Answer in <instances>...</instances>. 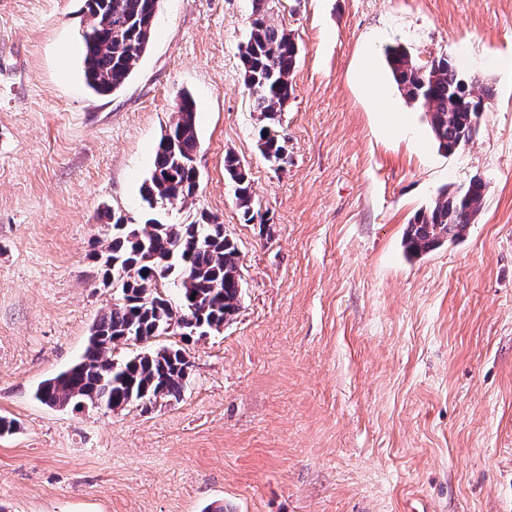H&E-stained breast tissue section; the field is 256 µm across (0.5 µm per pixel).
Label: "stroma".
Wrapping results in <instances>:
<instances>
[{
  "instance_id": "1",
  "label": "stroma",
  "mask_w": 512,
  "mask_h": 512,
  "mask_svg": "<svg viewBox=\"0 0 512 512\" xmlns=\"http://www.w3.org/2000/svg\"><path fill=\"white\" fill-rule=\"evenodd\" d=\"M83 0H0V506L5 512H512V0H274L300 46L257 143L240 45L252 0H161L120 92L83 77ZM447 58L489 90L462 150H439L385 50ZM207 216L240 253L241 309L182 345L179 400L44 405L112 303L89 253L141 190L182 93ZM237 155L262 222L224 170ZM485 183L466 232L402 243L443 188Z\"/></svg>"
}]
</instances>
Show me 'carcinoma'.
I'll list each match as a JSON object with an SVG mask.
<instances>
[{"label": "carcinoma", "instance_id": "cac0c4a2", "mask_svg": "<svg viewBox=\"0 0 512 512\" xmlns=\"http://www.w3.org/2000/svg\"><path fill=\"white\" fill-rule=\"evenodd\" d=\"M269 2L253 0L251 30L240 58L257 114L260 152L280 167L288 163L286 137L273 126L294 94L299 45L292 31L275 23ZM84 5L89 19L82 34L85 81L98 94L118 91L149 45L156 22L154 0H84ZM386 58L404 97L426 108L439 148L454 153L465 147L482 111V97L475 94L479 79L446 58L421 64L399 46L388 48ZM195 117L194 99L182 96L169 125L173 145L159 142L144 201L161 206L194 200L199 187ZM224 170L236 184L244 221L253 222L246 168L227 153ZM484 189L482 179L474 177L466 186L442 190L407 224L406 252L422 255L462 235L482 208ZM147 254L158 259L146 262ZM97 259L102 285L118 287L112 306L93 326L81 359L42 383L36 399L62 408L179 399L192 371L188 354L176 345L153 348L147 342L188 319L219 331L236 318L243 295L236 244L224 235V225L206 217L200 223L167 224L152 216L142 224H127L114 214L112 239ZM130 342L141 344V351L121 361L112 358L118 346Z\"/></svg>", "mask_w": 512, "mask_h": 512}]
</instances>
